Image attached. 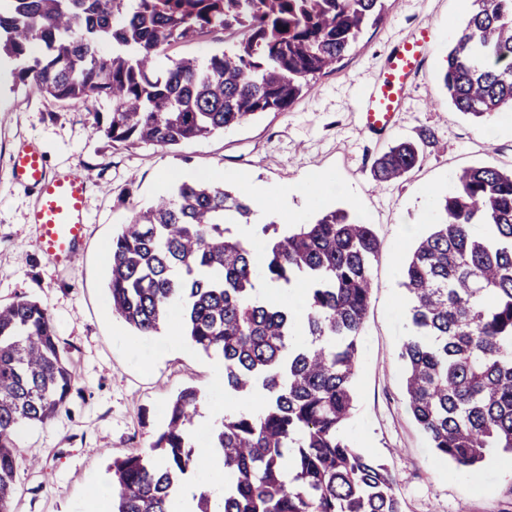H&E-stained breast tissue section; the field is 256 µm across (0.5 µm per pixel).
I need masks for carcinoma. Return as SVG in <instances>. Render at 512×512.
I'll return each mask as SVG.
<instances>
[{"label": "carcinoma", "mask_w": 512, "mask_h": 512, "mask_svg": "<svg viewBox=\"0 0 512 512\" xmlns=\"http://www.w3.org/2000/svg\"><path fill=\"white\" fill-rule=\"evenodd\" d=\"M378 2L4 0L0 56L39 93L76 107L112 100L98 136L171 147L287 111L336 68ZM473 2L442 81L458 111L490 125L512 112V0ZM219 32L242 38L158 72L168 47ZM422 161L418 144L396 142L375 176L391 182ZM437 210L402 270L410 335L399 357L409 412L467 471L492 448L512 454V171L463 170ZM253 213L240 192L183 181L134 211L109 247L113 315L153 336L176 313L192 345L223 360L226 394L264 396L210 432L224 495L201 484L192 512H403L396 476L343 435L379 249L372 225L328 210L257 251L231 231ZM259 278L304 287V313L263 299ZM74 381L50 311L28 299L0 306V512H12L26 463L19 432L55 419ZM203 400L182 389L150 447L113 459L106 512H174L184 477L204 473L190 430Z\"/></svg>", "instance_id": "cac0c4a2"}]
</instances>
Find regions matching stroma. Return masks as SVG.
Masks as SVG:
<instances>
[{"mask_svg":"<svg viewBox=\"0 0 512 512\" xmlns=\"http://www.w3.org/2000/svg\"><path fill=\"white\" fill-rule=\"evenodd\" d=\"M472 3L384 0L380 19L364 27L335 71L317 78L291 109L258 113L171 148L108 142L94 135L92 124L108 117L111 100L96 97L75 108L15 84L13 63H0V305L27 298L46 306L76 374L62 413L19 436L24 455L37 464L16 473L14 512H87L93 488L112 483V459L149 447L166 406L185 387L204 393L206 408L224 409L225 396L214 392V359L189 344L180 324L138 338L112 314L107 249L113 233L180 180L275 191L246 226L258 242L265 224H306L332 206L371 224L380 252L346 435L395 474L404 512H512V457L494 456L465 473L438 459L407 409L398 357L409 334L399 270L431 230L437 196L453 189L462 168L512 171V113L484 128L457 111L441 86L448 46ZM426 26L434 37L429 59L410 84L390 140H375L360 126L357 101L389 45ZM399 139L419 143L424 159L401 180L378 183L375 161ZM23 141L38 145L49 171L72 168L89 177V220L74 264L49 263L39 250L30 222L35 196L12 175V156ZM318 175L324 191L305 195Z\"/></svg>","mask_w":512,"mask_h":512,"instance_id":"35a3bbf8","label":"stroma"}]
</instances>
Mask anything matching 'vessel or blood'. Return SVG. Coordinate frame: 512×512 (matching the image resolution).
Here are the masks:
<instances>
[{
  "label": "vessel or blood",
  "instance_id": "b4317fda",
  "mask_svg": "<svg viewBox=\"0 0 512 512\" xmlns=\"http://www.w3.org/2000/svg\"><path fill=\"white\" fill-rule=\"evenodd\" d=\"M431 47L429 29L420 28L391 50L386 67L358 106L365 130L381 134L392 129L409 81ZM12 170L18 182L37 192L30 221L36 226L40 251L55 264H73L87 224V176L74 170L48 172L41 152L27 143L15 149Z\"/></svg>",
  "mask_w": 512,
  "mask_h": 512
}]
</instances>
